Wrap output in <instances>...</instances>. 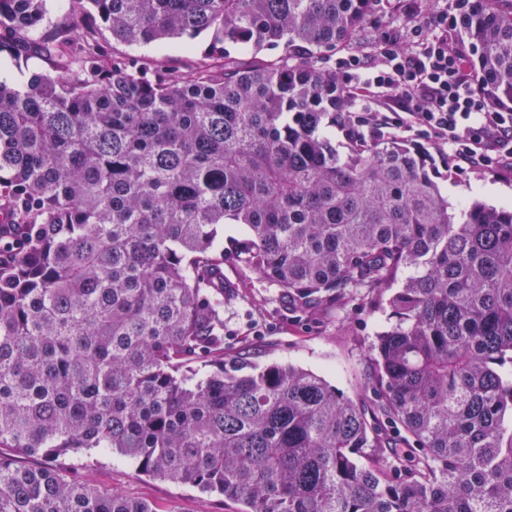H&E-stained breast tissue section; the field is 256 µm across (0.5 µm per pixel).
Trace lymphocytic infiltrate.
<instances>
[{
    "label": "lymphocytic infiltrate",
    "instance_id": "1",
    "mask_svg": "<svg viewBox=\"0 0 512 512\" xmlns=\"http://www.w3.org/2000/svg\"><path fill=\"white\" fill-rule=\"evenodd\" d=\"M448 18L437 19L438 35L416 50L387 54L383 67L362 68L349 85L352 97L369 98L379 90L395 91L401 104L394 115L372 117L345 113L341 124L362 139L377 142L395 131L420 129L448 146L454 157L470 166H512V110L493 105L470 77L458 53L448 49Z\"/></svg>",
    "mask_w": 512,
    "mask_h": 512
}]
</instances>
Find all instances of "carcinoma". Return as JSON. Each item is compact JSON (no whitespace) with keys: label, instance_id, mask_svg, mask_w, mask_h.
<instances>
[{"label":"carcinoma","instance_id":"carcinoma-1","mask_svg":"<svg viewBox=\"0 0 512 512\" xmlns=\"http://www.w3.org/2000/svg\"><path fill=\"white\" fill-rule=\"evenodd\" d=\"M379 3L0 0V56L49 67L0 75V449L42 458L0 454V512H157L72 476L78 453L239 512H512V205L449 210L396 138L336 149L324 59ZM449 7L448 49L512 105V0ZM204 33L216 55H168ZM229 258L302 311L375 293L373 419L224 352ZM380 416L423 452L402 479Z\"/></svg>","mask_w":512,"mask_h":512}]
</instances>
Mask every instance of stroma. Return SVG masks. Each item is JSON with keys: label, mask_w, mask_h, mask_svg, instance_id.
Returning <instances> with one entry per match:
<instances>
[{"label": "stroma", "mask_w": 512, "mask_h": 512, "mask_svg": "<svg viewBox=\"0 0 512 512\" xmlns=\"http://www.w3.org/2000/svg\"><path fill=\"white\" fill-rule=\"evenodd\" d=\"M448 0H381L367 27V39L354 55L382 64L386 53L411 51L435 31L434 19L447 12ZM352 53L336 52L327 59L339 79ZM401 140L424 148L432 175L452 205L477 199L490 205L512 204V170L473 168L456 161L450 150L427 133L411 130ZM230 287L224 294V350L247 352L263 364L292 363L322 373L353 398L370 401L368 347L385 322L366 294L327 306L316 314L295 309L278 288L234 262L224 265ZM73 471L105 490H117L151 502L157 512H237V504L190 486L161 481L123 465L108 455L75 457Z\"/></svg>", "instance_id": "35a3bbf8"}]
</instances>
